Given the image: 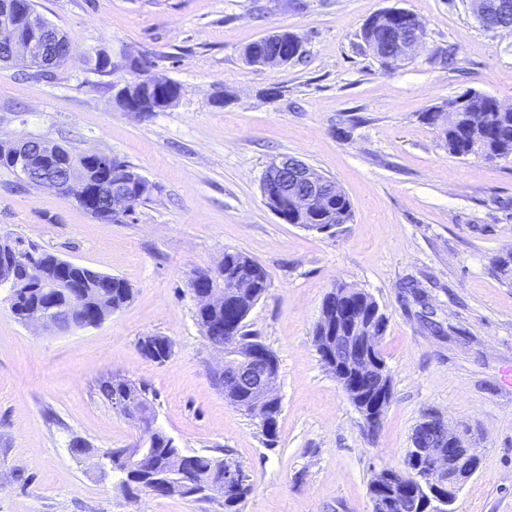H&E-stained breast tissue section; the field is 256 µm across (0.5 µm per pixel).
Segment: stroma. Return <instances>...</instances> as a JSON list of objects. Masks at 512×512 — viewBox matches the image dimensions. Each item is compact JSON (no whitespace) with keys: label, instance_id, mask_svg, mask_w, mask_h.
Instances as JSON below:
<instances>
[{"label":"stroma","instance_id":"35a3bbf8","mask_svg":"<svg viewBox=\"0 0 512 512\" xmlns=\"http://www.w3.org/2000/svg\"><path fill=\"white\" fill-rule=\"evenodd\" d=\"M72 42L42 77L0 64V140L48 139L126 161L153 182L125 223L94 218L54 189L0 169V241H20L123 277L129 303L70 331L24 326L0 288V512H224V500L129 497L110 465L74 457L73 440L126 448L136 424L97 394L117 376L146 384L158 425L187 453L231 454L251 491L240 512H371L369 485L400 470L424 417L477 448L452 512H512V160L448 154L422 114L472 91L512 105V32L481 27L470 0H34ZM426 25L398 67L365 50V22L389 8ZM302 59L248 65L275 31ZM150 60L181 94L161 112H127L84 62L99 50ZM299 159L352 203L351 223L318 233L264 203L273 158ZM260 262L270 286L246 318L277 356L274 440L224 399L218 354L198 323L196 272L225 252ZM376 301L392 399L369 432L313 341L336 283ZM165 336L162 364L137 347Z\"/></svg>","mask_w":512,"mask_h":512}]
</instances>
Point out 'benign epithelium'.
Segmentation results:
<instances>
[{"mask_svg":"<svg viewBox=\"0 0 512 512\" xmlns=\"http://www.w3.org/2000/svg\"><path fill=\"white\" fill-rule=\"evenodd\" d=\"M380 24L383 25L388 40L396 47L397 55L389 58L393 65L401 64L403 59L412 58L425 45V25L413 14L405 16L396 10H390L381 17ZM0 44L9 47L6 61L22 60L40 74H46L55 64L68 62L72 58L69 40L49 25L36 28L31 38L22 40L15 34L11 21L3 18L0 20ZM52 149L53 144L46 139L34 151L29 150L24 141L15 144L12 159L16 173L23 177L38 166L37 159H52ZM42 185L74 198L78 204H88L93 216L103 221L116 214L132 213L133 201L154 191V184L143 176H132L94 189L84 172L78 168L68 170L62 179L47 178ZM260 190L265 205L281 219L288 215L290 209L301 214L317 201L340 193L337 186L317 174L309 165L289 156H282L268 165L260 183ZM29 267L35 277V288L41 290L43 295L50 293L55 287V281L46 271L42 258H32ZM191 290L198 299L199 306L209 309L229 304L235 298L232 289L223 292L210 288L203 290L195 282L192 283ZM62 306L74 314L83 312L87 309V296L78 290L71 291L64 297ZM55 309V304L48 303L23 311L21 322L27 326L56 329L58 321L54 316ZM346 320L350 335L320 336L317 342L324 352L327 367L336 378H352L344 392L355 397L358 395L356 378L376 374L381 368L377 358L380 331L377 330L374 317L364 323L362 318L349 312ZM212 347L221 355L215 374L224 373L230 366L235 369V377L227 385L258 395L261 403L266 402L273 407L280 404L276 395L277 373L261 348L244 349L231 335L224 336L222 343H212ZM112 407L133 420L141 430V436L117 457L113 456L110 449L100 453L94 448L85 452V456L97 455L110 463H120L126 474V481L129 482L136 476L139 458L150 449L152 436L158 426L155 417L143 415L137 399L129 392L114 398ZM411 443L410 451L424 462L420 484L431 489L437 499V505L432 510L445 512V508L453 504L465 481L475 472V449L467 446L464 436L451 428L448 422L433 415L424 418L417 425ZM244 483L245 476L242 471L232 466H222L214 478L202 485L201 490H196L195 483L184 480L180 482V489L191 491L193 496L199 493L222 496L232 493Z\"/></svg>","mask_w":512,"mask_h":512,"instance_id":"obj_1","label":"benign epithelium"}]
</instances>
